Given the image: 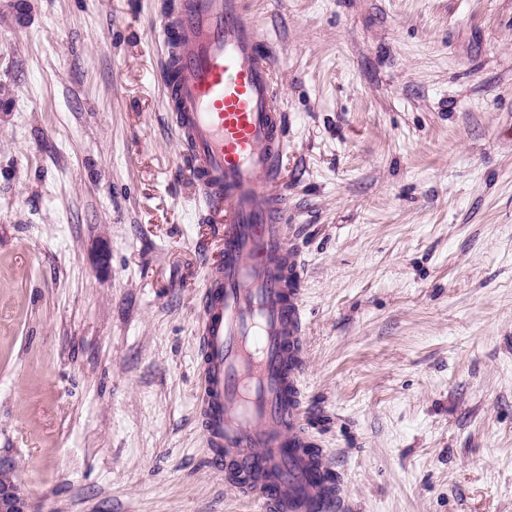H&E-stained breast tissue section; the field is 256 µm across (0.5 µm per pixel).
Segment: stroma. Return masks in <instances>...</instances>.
<instances>
[{
	"instance_id": "stroma-1",
	"label": "stroma",
	"mask_w": 512,
	"mask_h": 512,
	"mask_svg": "<svg viewBox=\"0 0 512 512\" xmlns=\"http://www.w3.org/2000/svg\"><path fill=\"white\" fill-rule=\"evenodd\" d=\"M174 0H0V465L35 512H258L211 469L215 225L165 108ZM347 512H512V0H250Z\"/></svg>"
}]
</instances>
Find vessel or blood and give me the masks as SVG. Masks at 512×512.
<instances>
[{
    "mask_svg": "<svg viewBox=\"0 0 512 512\" xmlns=\"http://www.w3.org/2000/svg\"><path fill=\"white\" fill-rule=\"evenodd\" d=\"M165 102L223 251L202 298L197 411L212 467L262 512H344L302 395L303 271L287 224L274 61L243 0H182Z\"/></svg>",
    "mask_w": 512,
    "mask_h": 512,
    "instance_id": "vessel-or-blood-1",
    "label": "vessel or blood"
}]
</instances>
